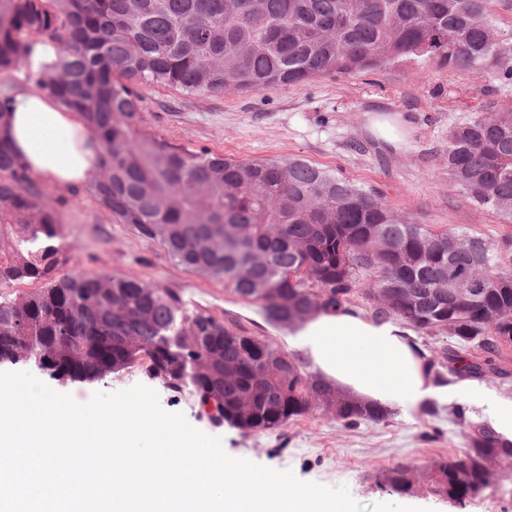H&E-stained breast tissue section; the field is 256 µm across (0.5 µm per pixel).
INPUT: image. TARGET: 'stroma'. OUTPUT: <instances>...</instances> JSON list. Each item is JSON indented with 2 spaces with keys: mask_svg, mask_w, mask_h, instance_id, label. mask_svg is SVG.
I'll use <instances>...</instances> for the list:
<instances>
[{
  "mask_svg": "<svg viewBox=\"0 0 512 512\" xmlns=\"http://www.w3.org/2000/svg\"><path fill=\"white\" fill-rule=\"evenodd\" d=\"M512 105V87L497 88L491 71L462 74L447 65L410 56L373 72L320 77L256 92L232 89L185 96L155 87L145 92V131L192 151L203 148L236 159L300 157L336 171L357 186L381 192L393 211L414 223L465 227L497 241L512 236V224L448 185V129L473 113ZM388 124L390 138L375 126ZM365 143L366 152L353 148ZM64 226L70 257L58 276L108 273L140 280L180 295L189 309L201 308L234 320L248 333L281 341L257 306L223 281L174 265L163 247L128 224L113 223L88 186L43 184ZM40 380L81 403L93 393L143 384L158 392L166 411L183 413L192 426L221 437L228 455L278 470L306 482L347 485L362 504L395 503L424 512H512V467L496 463V479L479 497L457 505L436 495L426 482L413 493L382 486L384 474L406 466L425 470L464 455L467 431L441 405L437 418L393 412L385 421L349 428L329 414L314 413L281 431L245 434L201 413L194 397L175 393L138 369L94 382Z\"/></svg>",
  "mask_w": 512,
  "mask_h": 512,
  "instance_id": "1",
  "label": "stroma"
}]
</instances>
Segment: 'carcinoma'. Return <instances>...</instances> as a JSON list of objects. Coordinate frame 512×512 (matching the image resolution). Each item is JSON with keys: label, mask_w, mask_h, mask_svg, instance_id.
<instances>
[{"label": "carcinoma", "mask_w": 512, "mask_h": 512, "mask_svg": "<svg viewBox=\"0 0 512 512\" xmlns=\"http://www.w3.org/2000/svg\"><path fill=\"white\" fill-rule=\"evenodd\" d=\"M491 0H0V73L24 72L81 115L103 152L89 189L113 222L158 241L185 269L224 280L264 319L292 330L359 293L375 318L455 339L429 358L434 381L466 375L512 385V236L435 230L394 212L383 195L302 158L240 160L190 151L144 132L143 89L186 94L263 91L369 72L406 56L463 74L494 66L512 86V31L490 20ZM58 48L51 73L25 69L30 44ZM13 97L0 86V363L39 358L43 371L102 380L136 367L211 418L273 433L298 417L334 413L347 427L390 411L358 401L275 342L189 310L168 288L111 274L55 276L68 262L63 224L3 135ZM451 187L512 223V107L448 129ZM479 288L448 303V289ZM474 432L468 452L422 474L450 502L480 495L489 456L512 441L453 411ZM414 489L406 468L384 475Z\"/></svg>", "instance_id": "1"}]
</instances>
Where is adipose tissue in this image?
I'll use <instances>...</instances> for the list:
<instances>
[{"mask_svg": "<svg viewBox=\"0 0 512 512\" xmlns=\"http://www.w3.org/2000/svg\"><path fill=\"white\" fill-rule=\"evenodd\" d=\"M1 134L31 174L57 187L82 185L95 171L101 152L78 113L28 86L14 92ZM285 342L314 372L359 400L407 416L433 402L467 398L484 406L485 427L512 440V398L489 396L470 378L436 383L428 370L427 351L399 322L377 320L345 306L308 319Z\"/></svg>", "mask_w": 512, "mask_h": 512, "instance_id": "adipose-tissue-1", "label": "adipose tissue"}]
</instances>
